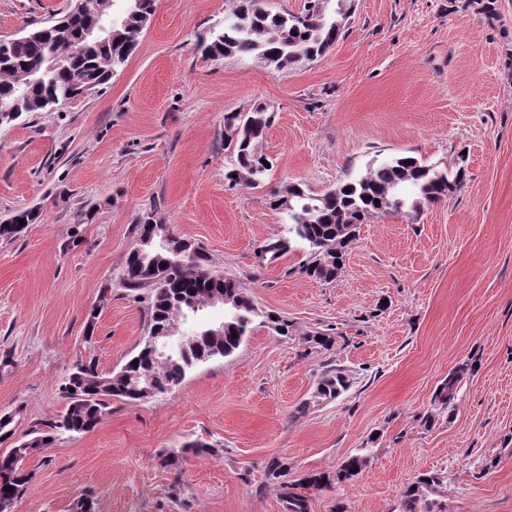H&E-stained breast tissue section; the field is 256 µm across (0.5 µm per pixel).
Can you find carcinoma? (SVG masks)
Masks as SVG:
<instances>
[{"instance_id": "carcinoma-1", "label": "carcinoma", "mask_w": 512, "mask_h": 512, "mask_svg": "<svg viewBox=\"0 0 512 512\" xmlns=\"http://www.w3.org/2000/svg\"><path fill=\"white\" fill-rule=\"evenodd\" d=\"M322 0H314L302 16L288 11L272 12L261 0H240V5L224 19L221 30L198 38L196 47L203 56L257 57L277 70L313 61L333 48L342 25L326 13ZM155 11V0H138L130 8L126 0H112V5L98 9L93 2L77 11L75 6L27 30L20 37L0 42V100L15 103L16 112L0 115V126L9 125L24 115L52 111L59 101L73 102L112 79L135 51L139 37ZM272 121L264 106L251 111L234 112L224 118L225 135L234 143L233 153L224 167V178L232 187L257 188L271 168L267 157L256 148ZM464 170L452 176L432 165L411 157H396L373 166L359 179L347 181L312 196L299 184H290L271 195L270 205L288 212L285 234L263 247L270 258L277 259L291 249L294 241L307 247L308 257L302 272L320 282H329L342 270L345 247L355 238L358 225L379 214L405 212L417 218L425 205L444 200L460 188ZM38 218V212H19L0 224V238L11 239ZM25 223H20V220ZM139 244L127 257L121 287L130 292L148 291V335L156 336L175 327L190 304L202 308L212 295L222 292L232 307L224 309V332L218 336L209 330L192 331L181 337V346L167 357H159L146 347L116 372L98 373L90 361L85 373L72 374L59 387L66 409L47 428L59 433L82 434L92 431L109 412L112 400L138 401L157 397L178 386L195 365L217 357H227L254 329L258 318L275 324L277 332L289 328L288 322L258 310L243 294L239 281L210 267L209 258L199 252L192 263L177 262L179 253L195 249L192 241L170 234L167 224H160L150 212L138 225ZM169 234L174 250L147 256L145 239L156 232ZM137 363H132V360ZM464 369L448 376L437 396L444 402L455 399ZM152 377L151 388L145 378ZM348 386L344 370L324 374L318 394L326 399L338 397ZM48 435L35 428L29 438L0 454V501L19 498L30 482L31 474L21 469L16 455L28 458L48 446ZM367 465V455L358 452L348 457L335 476L311 474L301 480H285L287 467L277 458L269 461L267 474L280 480L281 497L287 512H309L305 490L344 481L360 474ZM443 483V476L427 472L417 477L403 491L399 512H434L436 503L428 494ZM12 490H6V487Z\"/></svg>"}]
</instances>
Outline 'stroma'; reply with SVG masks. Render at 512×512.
<instances>
[{"mask_svg": "<svg viewBox=\"0 0 512 512\" xmlns=\"http://www.w3.org/2000/svg\"><path fill=\"white\" fill-rule=\"evenodd\" d=\"M237 4L156 0L99 92L0 127V222L40 212L0 238V415L25 440L65 410L75 363L113 372L139 350L145 306L117 276L152 210L289 332L255 326L168 394L113 401L91 432L56 435L27 460L14 512H71L87 494L96 512H287L271 458L294 480L335 474L361 448L363 471L308 489L309 512H397L429 471L445 478L443 512H512V0H349L335 47L282 71L194 50ZM70 6L0 0V39ZM257 104L274 115L258 144L273 168L232 188L224 116ZM401 156L464 168V183L417 219L359 225L331 282L302 272L304 244L261 258L288 222L271 192L320 195ZM336 368L350 386L319 397Z\"/></svg>", "mask_w": 512, "mask_h": 512, "instance_id": "stroma-1", "label": "stroma"}]
</instances>
